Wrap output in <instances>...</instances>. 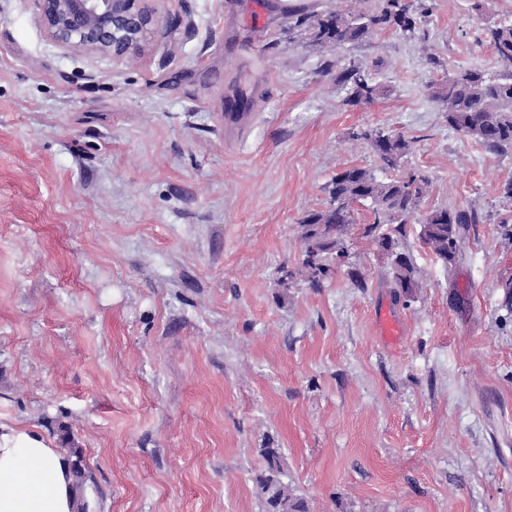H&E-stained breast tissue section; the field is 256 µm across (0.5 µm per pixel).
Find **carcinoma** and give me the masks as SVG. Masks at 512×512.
I'll use <instances>...</instances> for the list:
<instances>
[{"instance_id": "carcinoma-1", "label": "carcinoma", "mask_w": 512, "mask_h": 512, "mask_svg": "<svg viewBox=\"0 0 512 512\" xmlns=\"http://www.w3.org/2000/svg\"><path fill=\"white\" fill-rule=\"evenodd\" d=\"M417 17L405 0H383L374 13L346 17L340 13L309 19L302 17L296 25L304 27L312 41L337 46L354 41L379 27H393L402 32L415 29ZM495 53L511 70L491 80L479 71L462 70L448 76L437 88L436 97L446 104L448 125L457 132L474 138L500 152L512 149V24H497L489 29ZM350 86L348 104L357 105L374 99L378 86L369 74L349 69L340 77ZM356 138L364 140L378 159L385 177L360 167H349L334 176L326 185L328 207L302 218L301 237L304 243L300 272L310 287L319 288L330 275L333 265L347 256L342 235L346 225L353 223V204H369L371 220L364 224L363 234L395 256L389 275L398 294L408 298L421 285L420 270L404 252L397 251L406 236V224L426 193L428 178L416 171L398 175L400 160L410 145L400 134L364 131ZM419 238L423 245L447 268L463 256L464 233L467 226L478 223L473 212L434 208L422 215ZM60 440L68 463L73 489V512H89L85 495V461L83 449L71 436L67 426H60ZM264 471L256 482L264 495L266 512H305L304 502L288 494L279 480L281 452L278 448L260 449Z\"/></svg>"}]
</instances>
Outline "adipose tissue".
<instances>
[{"label": "adipose tissue", "instance_id": "1", "mask_svg": "<svg viewBox=\"0 0 512 512\" xmlns=\"http://www.w3.org/2000/svg\"><path fill=\"white\" fill-rule=\"evenodd\" d=\"M0 512H73L65 459L40 432L1 421Z\"/></svg>", "mask_w": 512, "mask_h": 512}]
</instances>
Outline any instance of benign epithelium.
<instances>
[{
    "label": "benign epithelium",
    "instance_id": "benign-epithelium-1",
    "mask_svg": "<svg viewBox=\"0 0 512 512\" xmlns=\"http://www.w3.org/2000/svg\"><path fill=\"white\" fill-rule=\"evenodd\" d=\"M141 0H37L51 41L64 50L122 59L141 52L156 19Z\"/></svg>",
    "mask_w": 512,
    "mask_h": 512
}]
</instances>
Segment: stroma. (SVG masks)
<instances>
[{
  "label": "stroma",
  "mask_w": 512,
  "mask_h": 512,
  "mask_svg": "<svg viewBox=\"0 0 512 512\" xmlns=\"http://www.w3.org/2000/svg\"><path fill=\"white\" fill-rule=\"evenodd\" d=\"M412 3L413 31L333 47L297 19L379 0H145L158 23L117 61L0 0V421L55 449L69 426L91 512H264L266 446L308 512H512V149L435 97L503 70L488 29L512 0ZM350 68L372 102L347 104ZM236 97L253 106L234 121ZM372 129L410 141L421 211L478 215L463 260L409 223L422 285L395 299L359 206L346 262L281 284L330 179L377 170ZM369 76V73L356 68L343 72L340 77L341 82L345 85H350V93L347 99L348 104L357 105L374 99L379 88Z\"/></svg>",
  "instance_id": "1"
}]
</instances>
